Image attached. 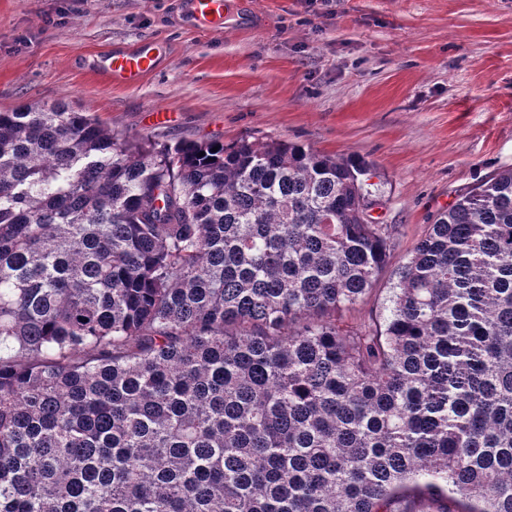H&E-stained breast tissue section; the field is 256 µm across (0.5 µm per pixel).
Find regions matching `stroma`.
Listing matches in <instances>:
<instances>
[{"label":"stroma","instance_id":"stroma-1","mask_svg":"<svg viewBox=\"0 0 512 512\" xmlns=\"http://www.w3.org/2000/svg\"><path fill=\"white\" fill-rule=\"evenodd\" d=\"M249 2L248 25L231 12L216 32L182 22L177 0H0V110L62 100L130 139L363 158L393 248L343 320L370 323L438 212L512 169V0ZM149 38L172 55L138 84L94 71L104 50Z\"/></svg>","mask_w":512,"mask_h":512}]
</instances>
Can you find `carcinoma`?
<instances>
[{"label": "carcinoma", "instance_id": "cac0c4a2", "mask_svg": "<svg viewBox=\"0 0 512 512\" xmlns=\"http://www.w3.org/2000/svg\"><path fill=\"white\" fill-rule=\"evenodd\" d=\"M368 172L0 111V512H512V170L344 329Z\"/></svg>", "mask_w": 512, "mask_h": 512}]
</instances>
